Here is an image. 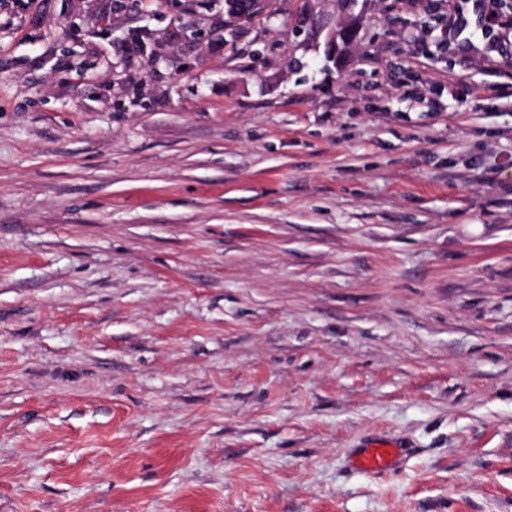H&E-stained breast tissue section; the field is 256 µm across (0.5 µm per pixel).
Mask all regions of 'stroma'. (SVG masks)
I'll list each match as a JSON object with an SVG mask.
<instances>
[{
    "label": "stroma",
    "mask_w": 512,
    "mask_h": 512,
    "mask_svg": "<svg viewBox=\"0 0 512 512\" xmlns=\"http://www.w3.org/2000/svg\"><path fill=\"white\" fill-rule=\"evenodd\" d=\"M271 11L0 0V512H512V43ZM399 457V449L388 444L364 448L356 459L357 467L366 474L376 475L387 471L393 460Z\"/></svg>",
    "instance_id": "obj_1"
}]
</instances>
